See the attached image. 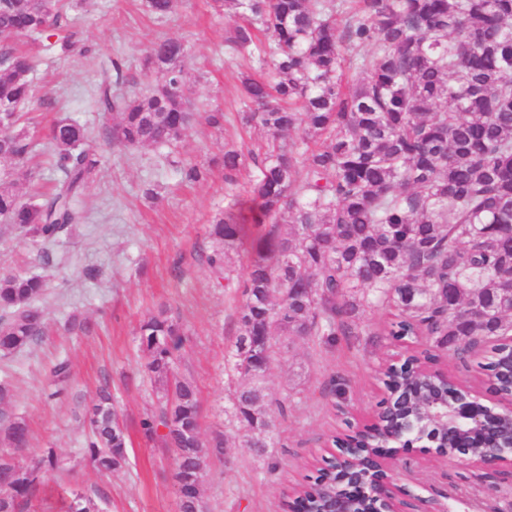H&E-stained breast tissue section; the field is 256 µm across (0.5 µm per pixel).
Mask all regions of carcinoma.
<instances>
[{
	"label": "carcinoma",
	"instance_id": "obj_1",
	"mask_svg": "<svg viewBox=\"0 0 512 512\" xmlns=\"http://www.w3.org/2000/svg\"><path fill=\"white\" fill-rule=\"evenodd\" d=\"M244 23L230 43L269 67L271 77L241 73L251 111L245 124L269 138L254 157L249 199L210 225L202 256L216 283L225 258L250 248L239 330L232 351L238 384L231 408L254 448L266 447L271 400L264 380L278 336H311L333 345L356 319L385 305L388 335L424 334L456 354L512 336V0H234ZM67 0H0V229L22 235L43 260L48 246L83 214L73 201L98 164L87 128L67 117L50 131L61 173L50 194L26 200L7 166L30 144L24 109L37 102L32 54L15 39L53 37ZM367 47L363 54L359 49ZM178 38L153 43L145 70L157 84L134 97L98 92L112 113L105 137L134 150L171 144L196 120L186 107ZM300 129L301 141L288 142ZM286 224V234L276 226ZM45 276L0 277V353L21 351L45 331L37 305ZM144 368L161 389L158 414L140 422L174 456L180 512H207L201 485L207 459L224 439L205 443L194 382L175 372L184 332L161 308L137 331ZM258 344L257 358L245 347ZM14 394L0 381V512H32L44 481L65 471L56 449L29 461L25 420L11 412ZM84 460L102 476L128 461L129 434L99 387L82 409ZM323 471L306 485L317 507L335 488ZM98 491L71 492L62 512H99Z\"/></svg>",
	"mask_w": 512,
	"mask_h": 512
}]
</instances>
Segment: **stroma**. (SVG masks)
Segmentation results:
<instances>
[{"label": "stroma", "instance_id": "obj_1", "mask_svg": "<svg viewBox=\"0 0 512 512\" xmlns=\"http://www.w3.org/2000/svg\"><path fill=\"white\" fill-rule=\"evenodd\" d=\"M242 21L235 6L217 10L212 0H175L165 19L150 13L146 0H72L60 27L76 31V45L65 49L42 36L23 43L36 59L41 100L28 111L32 149L14 174L22 192L56 176L48 138L56 118L87 126L99 159L76 201L87 219L51 245L49 265H41L36 249L18 235L0 234V274L47 277L41 302L47 332L21 352L0 355V379L11 382L12 410L29 424L26 456L52 447L74 464L62 481H47L42 497L50 502L67 486L100 488L106 493L103 512H178L173 454L140 431L141 420L156 408L158 391L144 375L136 332L160 307L169 308L185 332L177 368L197 384L201 436L207 442L224 438L222 454L207 460L202 493L209 512H282L285 493L313 480L332 458L333 438L349 434L350 423L368 420L379 408L384 391L378 365L403 350L384 334L393 316L383 307L362 315L359 335L339 337L332 346L312 337H279L267 388L271 399L287 407L272 409L264 451L252 448L238 429L229 410L235 383L229 358L249 256L230 253L219 285L198 255L210 245L208 227L215 217L246 198L251 155L267 138L261 128L242 122L246 107L238 77L254 61L228 44ZM166 36L185 44L193 110L223 111L224 126L199 120L173 145L113 149L103 138L111 117L97 110V90L109 79L116 95L145 92L150 81L141 61ZM116 58L124 65L119 77L112 70ZM230 148L243 159L232 183L224 178ZM184 163L207 168V178L185 180ZM149 188L155 198H147ZM76 314L94 323L92 333L69 332ZM62 357L70 360L72 374L58 396L49 370ZM106 379L132 445L127 465L103 477L78 463L84 434L77 407L88 404ZM402 459L389 474L392 482L425 497L438 512H512L511 467L441 458L424 441L405 449Z\"/></svg>", "mask_w": 512, "mask_h": 512}]
</instances>
